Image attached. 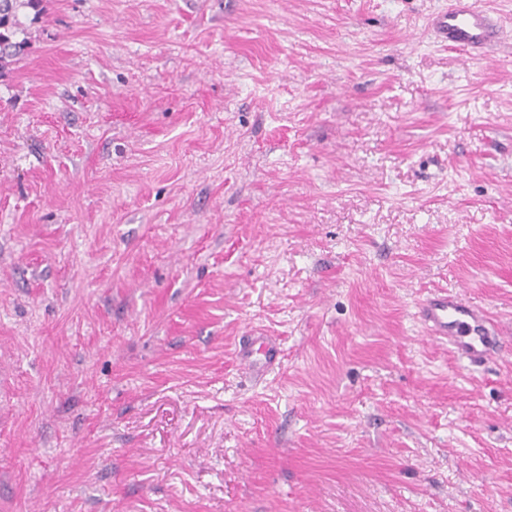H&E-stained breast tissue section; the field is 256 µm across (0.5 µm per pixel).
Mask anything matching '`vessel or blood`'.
I'll return each instance as SVG.
<instances>
[{
    "mask_svg": "<svg viewBox=\"0 0 512 512\" xmlns=\"http://www.w3.org/2000/svg\"><path fill=\"white\" fill-rule=\"evenodd\" d=\"M430 27L449 45L477 49L499 36V25L488 10L474 0H448L445 11L431 17ZM416 318L426 336L446 342L450 353L462 363L482 366L504 349L489 314L462 295L438 292L420 298ZM235 356L254 381H262L279 368L281 348L269 336H244Z\"/></svg>",
    "mask_w": 512,
    "mask_h": 512,
    "instance_id": "obj_1",
    "label": "vessel or blood"
}]
</instances>
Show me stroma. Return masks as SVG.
<instances>
[{"label": "stroma", "mask_w": 512, "mask_h": 512, "mask_svg": "<svg viewBox=\"0 0 512 512\" xmlns=\"http://www.w3.org/2000/svg\"><path fill=\"white\" fill-rule=\"evenodd\" d=\"M448 0H41L0 71V512H512V52ZM277 337L255 383L248 330ZM475 4L472 0H448V10L431 17L429 25L448 46L483 48L499 38L500 26L488 10ZM462 296L447 291L427 295L416 303L415 315L426 336L446 342L459 362L482 366L504 351V343L489 314ZM235 356L255 382L279 368L282 358L279 342L270 336H242Z\"/></svg>", "instance_id": "1"}]
</instances>
